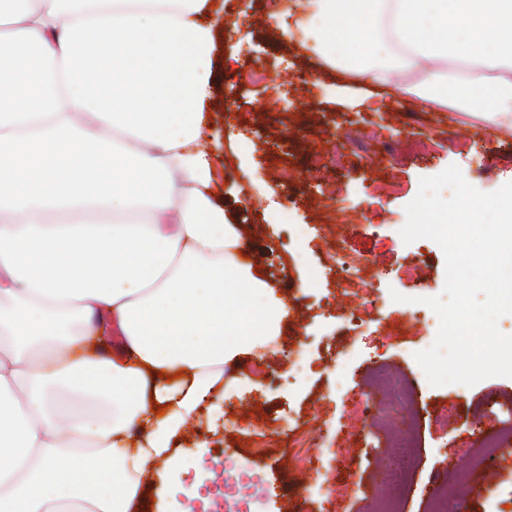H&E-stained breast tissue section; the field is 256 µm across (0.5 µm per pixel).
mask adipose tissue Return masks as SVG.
Masks as SVG:
<instances>
[{
    "mask_svg": "<svg viewBox=\"0 0 512 512\" xmlns=\"http://www.w3.org/2000/svg\"><path fill=\"white\" fill-rule=\"evenodd\" d=\"M206 2L0 0V512H131L288 313L213 196ZM308 3L327 63L512 130V0Z\"/></svg>",
    "mask_w": 512,
    "mask_h": 512,
    "instance_id": "obj_1",
    "label": "adipose tissue"
}]
</instances>
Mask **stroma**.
Wrapping results in <instances>:
<instances>
[{"mask_svg":"<svg viewBox=\"0 0 512 512\" xmlns=\"http://www.w3.org/2000/svg\"><path fill=\"white\" fill-rule=\"evenodd\" d=\"M275 0H215L208 19L215 26L213 95L206 150L218 168V197L228 223L234 224L258 268L257 275L279 284L288 314L268 351L270 363L285 351L310 341L314 364L306 375L286 384L248 374V356L227 365L224 390L208 396L197 416L174 442L181 459L176 475L158 462L145 482L149 512H195L200 503L184 495L197 481L212 485L221 477L219 459L229 447L253 445L259 437L284 448L289 410L310 417L324 412L333 423L346 422L345 393L373 387L385 370L422 376L417 363L405 359L394 338L411 318H433L423 298L439 295L445 284V257L434 241L405 243L400 226L405 207L416 196L419 180L457 165L465 180L483 192L512 181V131L478 116L428 108L418 100L372 88L328 66L312 39L311 11L295 16L306 27L287 34L270 17ZM266 73L254 84L253 68ZM431 135V157H391L390 150L409 139ZM325 152L327 168L317 183L296 179L283 185L285 165L302 169L310 150ZM499 156L500 171L486 178L477 171L487 150ZM395 184L392 194L378 185ZM299 197L290 205L288 196ZM364 254L362 300L370 301L362 327L350 330L345 319L360 300L344 295L331 258L334 244ZM418 261L416 282L399 279V264ZM405 295L393 301L392 292ZM346 379L337 393L336 378ZM429 409L463 404L454 429L436 426L421 431L423 451L400 501L385 492L383 459L393 434L366 427L356 443L353 464L356 494L346 512H430L431 494L445 469L463 463L473 437L466 419L487 398L512 402V378L491 377L474 386L431 387ZM250 412L238 421L241 412ZM321 498L305 488L301 477L280 467L271 480L268 512H319Z\"/></svg>","mask_w":512,"mask_h":512,"instance_id":"35a3bbf8","label":"stroma"}]
</instances>
